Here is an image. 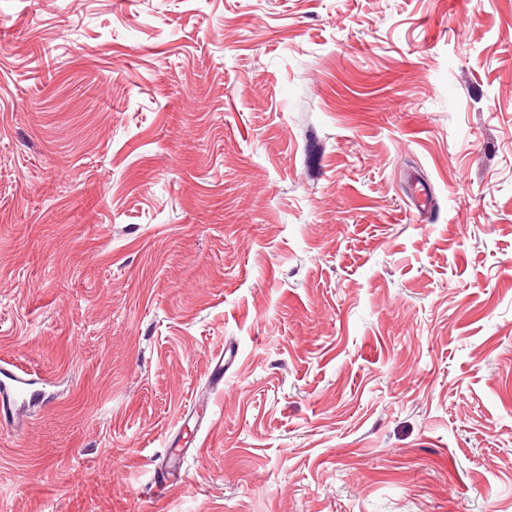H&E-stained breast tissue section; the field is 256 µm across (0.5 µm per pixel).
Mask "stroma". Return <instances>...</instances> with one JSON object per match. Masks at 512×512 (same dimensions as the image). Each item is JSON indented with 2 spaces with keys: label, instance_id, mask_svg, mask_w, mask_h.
Wrapping results in <instances>:
<instances>
[{
  "label": "stroma",
  "instance_id": "1",
  "mask_svg": "<svg viewBox=\"0 0 512 512\" xmlns=\"http://www.w3.org/2000/svg\"><path fill=\"white\" fill-rule=\"evenodd\" d=\"M1 360L0 512H512V0H0Z\"/></svg>",
  "mask_w": 512,
  "mask_h": 512
}]
</instances>
